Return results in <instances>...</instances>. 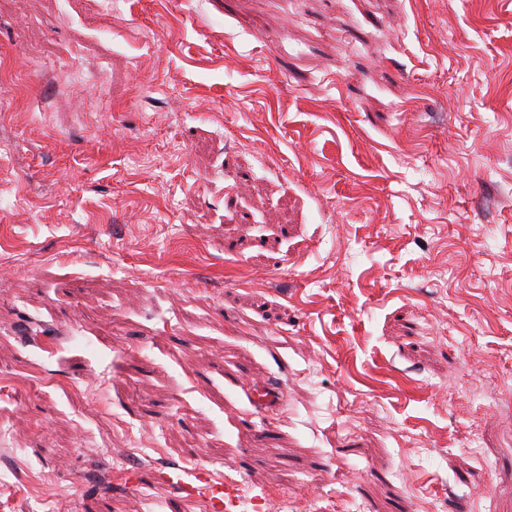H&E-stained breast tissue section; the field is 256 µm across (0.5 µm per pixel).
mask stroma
<instances>
[{
    "instance_id": "stroma-1",
    "label": "stroma",
    "mask_w": 512,
    "mask_h": 512,
    "mask_svg": "<svg viewBox=\"0 0 512 512\" xmlns=\"http://www.w3.org/2000/svg\"><path fill=\"white\" fill-rule=\"evenodd\" d=\"M0 100V512H512V0H0ZM186 474L192 478H185L175 470H159L155 471L153 478L176 489L183 499L193 500L205 492L208 512H228L237 504L234 486L214 480L205 467L197 466L193 472Z\"/></svg>"
}]
</instances>
